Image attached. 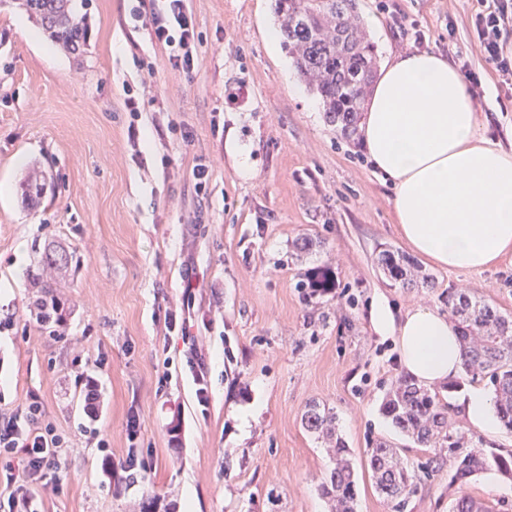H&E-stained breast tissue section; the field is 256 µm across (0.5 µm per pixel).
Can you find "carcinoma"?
Listing matches in <instances>:
<instances>
[{
    "instance_id": "cac0c4a2",
    "label": "carcinoma",
    "mask_w": 512,
    "mask_h": 512,
    "mask_svg": "<svg viewBox=\"0 0 512 512\" xmlns=\"http://www.w3.org/2000/svg\"><path fill=\"white\" fill-rule=\"evenodd\" d=\"M52 41L67 52L84 44L80 18L69 8L71 0H22ZM278 27L284 49L297 72L321 101L330 122L342 133L356 132L365 111L366 98L377 76V49L357 13L356 0H275ZM385 274L394 281L412 278L405 260L386 249L378 257ZM305 287L326 293L336 287L324 268L308 273ZM455 316L467 375L488 378L495 392L494 405L502 424L512 431V318L496 314L488 305L474 303L462 293L448 296ZM383 412L401 432L428 447L461 448L449 404L413 380L402 377L388 392ZM305 428L336 443V466L322 485V494L335 504V512H356L354 470L349 449L336 428V416L320 404H309L302 418ZM369 465L377 492L384 498L405 503L416 491L415 472L397 449L383 440L373 443ZM495 468L512 477V453L473 451L457 460L452 483ZM452 512H490L467 494L455 499Z\"/></svg>"
}]
</instances>
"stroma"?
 I'll return each mask as SVG.
<instances>
[{
	"label": "stroma",
	"mask_w": 512,
	"mask_h": 512,
	"mask_svg": "<svg viewBox=\"0 0 512 512\" xmlns=\"http://www.w3.org/2000/svg\"><path fill=\"white\" fill-rule=\"evenodd\" d=\"M87 26L79 52L62 51L19 5L0 0V414L28 392L69 438L67 479L46 512H333L321 493L334 461L304 427L316 402L336 415L356 474L357 512H398L376 491L373 442L398 448L416 492L400 512H452L458 493L512 505V479L454 486V462L428 471L435 451L381 410L401 378L391 339L370 327L373 302L448 311L449 293L512 317V262L448 271L414 256L400 236L393 189L358 137L331 125L288 55L267 43L275 0H187L200 42L192 76L173 70L133 19L132 0H72ZM359 0L379 64L414 51L393 16L418 21L429 52L447 55V22L479 74L482 131L512 148V88L471 43L476 0ZM39 32L33 42L24 29ZM135 97L131 118L126 97ZM137 125L131 142L129 125ZM192 131L184 142L183 131ZM212 165L197 193L196 159ZM249 175H242L241 165ZM45 176L26 199L30 168ZM64 251L65 271L43 257ZM392 250L418 271L404 285L377 262ZM316 267L336 287L308 295ZM192 294H185L187 283ZM57 298L65 325L37 326L36 303ZM190 309L185 329L168 314ZM200 362L209 403L191 366ZM100 383L89 422L79 373ZM140 427L129 436L127 420ZM109 442L100 450L98 437ZM144 460L121 488L128 451Z\"/></svg>",
	"instance_id": "35a3bbf8"
}]
</instances>
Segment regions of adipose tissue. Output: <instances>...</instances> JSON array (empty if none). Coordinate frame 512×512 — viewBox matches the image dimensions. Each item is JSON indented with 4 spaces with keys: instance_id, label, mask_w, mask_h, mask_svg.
<instances>
[{
    "instance_id": "obj_1",
    "label": "adipose tissue",
    "mask_w": 512,
    "mask_h": 512,
    "mask_svg": "<svg viewBox=\"0 0 512 512\" xmlns=\"http://www.w3.org/2000/svg\"><path fill=\"white\" fill-rule=\"evenodd\" d=\"M362 145L389 179L399 232L411 252L451 271L485 270L512 255V151L480 133L478 105L447 58L393 57L361 123ZM373 331L392 338L401 370L433 388L458 378L463 360L448 316L417 308L370 309ZM468 423L498 429L491 394L470 387L458 400Z\"/></svg>"
}]
</instances>
